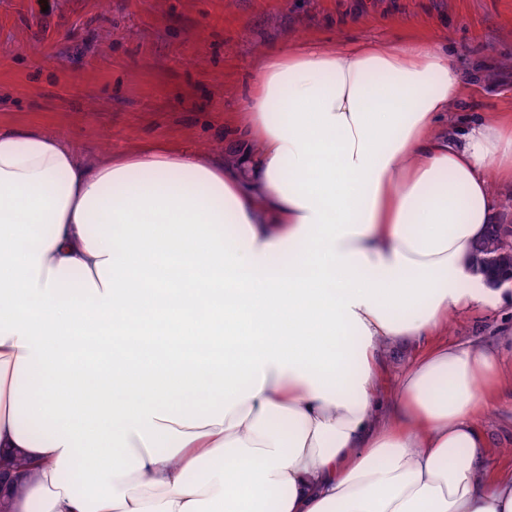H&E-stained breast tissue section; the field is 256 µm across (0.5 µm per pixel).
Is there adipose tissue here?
Here are the masks:
<instances>
[{"label":"adipose tissue","instance_id":"obj_1","mask_svg":"<svg viewBox=\"0 0 512 512\" xmlns=\"http://www.w3.org/2000/svg\"><path fill=\"white\" fill-rule=\"evenodd\" d=\"M465 92L426 42L271 53L233 165L91 167L0 124V448L34 467L0 481L12 512H512L478 423L512 336L444 338L449 314L512 306L469 264L512 126L446 132ZM138 319L224 354L76 357ZM421 336L383 412L378 354Z\"/></svg>","mask_w":512,"mask_h":512}]
</instances>
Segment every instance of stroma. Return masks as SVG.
Instances as JSON below:
<instances>
[{
	"mask_svg": "<svg viewBox=\"0 0 512 512\" xmlns=\"http://www.w3.org/2000/svg\"><path fill=\"white\" fill-rule=\"evenodd\" d=\"M425 40L466 85L448 122L512 116V0H0V123L60 135L92 166L146 146L229 155L266 54ZM512 308L448 317L449 342L495 339ZM427 339L384 347V407ZM481 425L512 471V385Z\"/></svg>",
	"mask_w": 512,
	"mask_h": 512,
	"instance_id": "35a3bbf8",
	"label": "stroma"
}]
</instances>
